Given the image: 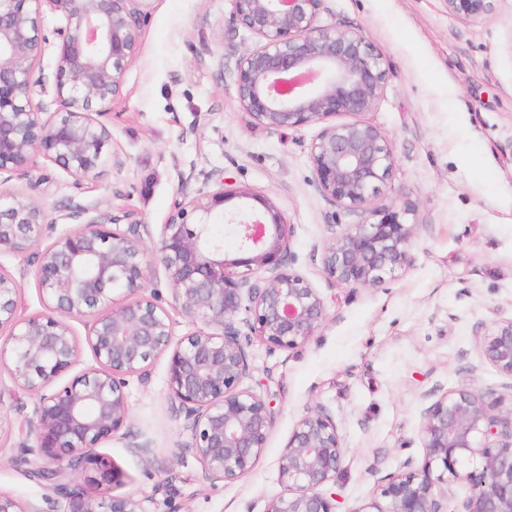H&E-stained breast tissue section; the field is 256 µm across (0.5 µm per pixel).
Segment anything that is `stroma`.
<instances>
[{
	"instance_id": "obj_1",
	"label": "stroma",
	"mask_w": 512,
	"mask_h": 512,
	"mask_svg": "<svg viewBox=\"0 0 512 512\" xmlns=\"http://www.w3.org/2000/svg\"><path fill=\"white\" fill-rule=\"evenodd\" d=\"M140 8L139 51L104 118L120 164L78 185L38 154L27 175L1 171L0 189L44 209L47 245L76 228L72 205L130 209L158 225L183 174L193 176L192 193L224 174L274 200L292 226L293 268L319 289L327 316L318 336L294 350L250 340L248 384L277 416L263 457L234 483L208 482L193 456L172 459L184 415L167 395L166 358L130 377V421L103 446L124 473L112 492L155 498L158 512H262L282 491L277 466L289 434L320 404L348 449L332 487L348 512L373 496L371 468L387 474L407 456L422 458L421 394L468 385L462 360L478 362L476 339L512 318V0H497L478 23L449 16L443 0L322 4L320 25L360 31L390 63L380 101L361 116L387 135L396 161L375 203L410 202L421 230L412 265L377 289L339 285L323 272L324 244L354 217L316 187L309 146L318 125L274 133L242 109L235 63L257 40L235 21L233 0H142ZM37 269L36 252L0 254V271L22 283L25 316L46 310ZM22 397L0 367V493L64 512L28 465L10 459ZM144 439L152 443L148 462L129 450Z\"/></svg>"
}]
</instances>
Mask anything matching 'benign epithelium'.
<instances>
[{"label": "benign epithelium", "instance_id": "obj_1", "mask_svg": "<svg viewBox=\"0 0 512 512\" xmlns=\"http://www.w3.org/2000/svg\"><path fill=\"white\" fill-rule=\"evenodd\" d=\"M131 2L0 0V171L24 174L41 153L80 184L120 163L101 117L122 94L139 50L142 15ZM322 2L234 0L235 20L258 40L236 63L238 98L252 122L271 132L320 125L310 143L316 186L357 216L326 244L323 271L340 285L377 289L412 265L421 225L408 221L410 204L372 206L395 157L384 132L355 116L381 98L389 64L358 32L319 25ZM444 2L449 15L472 23L492 15L496 0ZM47 10L61 20L51 38L42 27ZM52 38L60 108L45 119L33 105L34 64ZM214 213L237 241L232 255L209 235ZM84 214L86 222L40 252L38 288L51 313L19 314L22 284L0 272V332L7 331L0 365L33 399L13 460H41L31 477L66 499V512H151L153 497L104 495L122 474L99 448L130 420L128 378L164 356L168 395L185 413L187 434L172 458L193 455L213 483L246 478L276 418L272 401L245 385L246 341L255 336L272 350H293L326 320L318 289L291 269V225L271 198L222 176L210 191L181 190L154 234L131 210L92 215L74 207L73 216ZM45 224V211L28 197L0 190V253L39 246ZM153 257L194 326L177 341L168 310L144 294ZM76 317L88 318L94 364L50 392L79 361L81 344L67 322ZM476 348L480 363L461 371L476 380L488 365L498 386L437 385L423 393L422 461L408 456L383 476L372 470L375 494L349 512H512V319L495 322ZM347 452L336 417L322 405L308 410L279 456L283 491L262 512H337L328 486ZM87 469L96 473L90 486H71ZM456 481L470 493L450 511L448 486ZM0 512L43 510L0 493Z\"/></svg>", "mask_w": 512, "mask_h": 512}]
</instances>
